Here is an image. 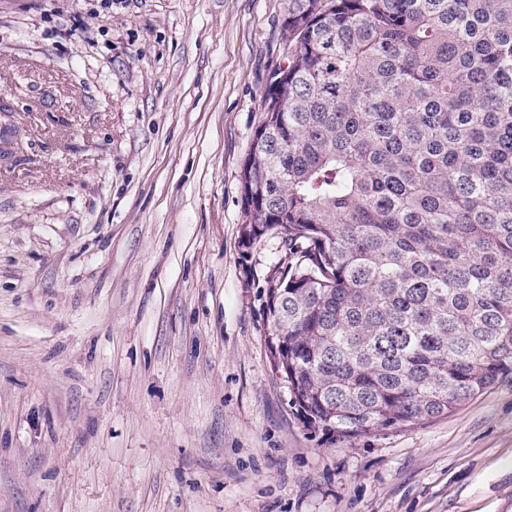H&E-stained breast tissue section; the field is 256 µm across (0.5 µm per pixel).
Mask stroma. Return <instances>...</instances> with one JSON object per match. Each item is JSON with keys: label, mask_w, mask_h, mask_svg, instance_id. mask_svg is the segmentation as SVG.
Instances as JSON below:
<instances>
[{"label": "stroma", "mask_w": 512, "mask_h": 512, "mask_svg": "<svg viewBox=\"0 0 512 512\" xmlns=\"http://www.w3.org/2000/svg\"><path fill=\"white\" fill-rule=\"evenodd\" d=\"M288 0H0V512H512V378L308 427L241 174Z\"/></svg>", "instance_id": "1"}]
</instances>
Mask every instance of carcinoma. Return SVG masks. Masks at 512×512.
Masks as SVG:
<instances>
[{
	"label": "carcinoma",
	"instance_id": "1",
	"mask_svg": "<svg viewBox=\"0 0 512 512\" xmlns=\"http://www.w3.org/2000/svg\"><path fill=\"white\" fill-rule=\"evenodd\" d=\"M281 50L241 175L275 374L326 433L445 416L512 374V0H288Z\"/></svg>",
	"mask_w": 512,
	"mask_h": 512
}]
</instances>
